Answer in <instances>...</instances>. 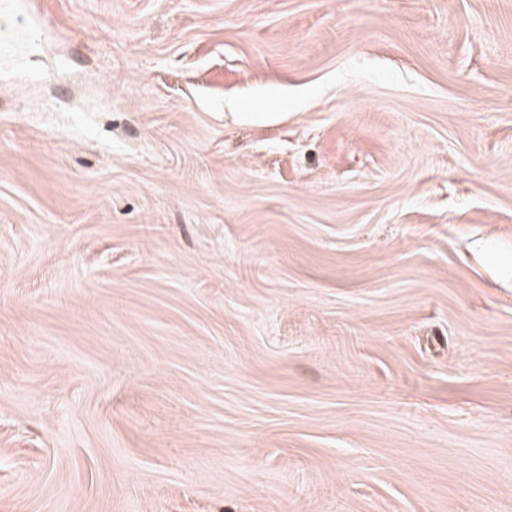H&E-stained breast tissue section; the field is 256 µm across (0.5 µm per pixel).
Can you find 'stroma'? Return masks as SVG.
<instances>
[{"label":"stroma","mask_w":512,"mask_h":512,"mask_svg":"<svg viewBox=\"0 0 512 512\" xmlns=\"http://www.w3.org/2000/svg\"><path fill=\"white\" fill-rule=\"evenodd\" d=\"M43 2L0 512H512V0Z\"/></svg>","instance_id":"1"}]
</instances>
